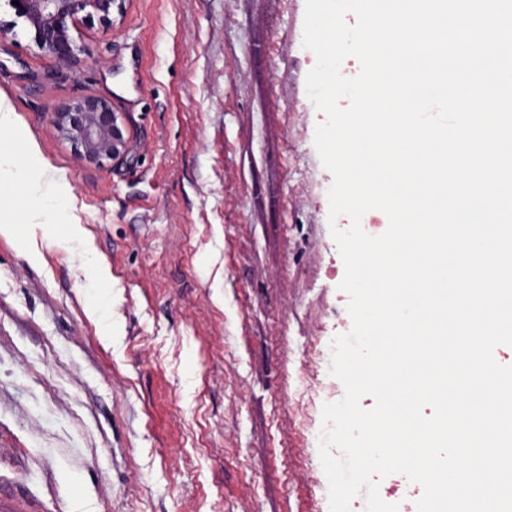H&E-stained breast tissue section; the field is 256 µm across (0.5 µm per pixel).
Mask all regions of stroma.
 Wrapping results in <instances>:
<instances>
[{
  "mask_svg": "<svg viewBox=\"0 0 512 512\" xmlns=\"http://www.w3.org/2000/svg\"><path fill=\"white\" fill-rule=\"evenodd\" d=\"M305 0H123L59 69L16 21L0 99L24 181L0 202V512H329L317 430L347 309ZM95 96L121 157L82 158L54 113ZM49 170L94 255L30 222ZM103 258L109 281L100 280ZM112 316L104 333L94 315Z\"/></svg>",
  "mask_w": 512,
  "mask_h": 512,
  "instance_id": "1",
  "label": "stroma"
}]
</instances>
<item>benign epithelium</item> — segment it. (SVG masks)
Instances as JSON below:
<instances>
[{"label":"benign epithelium","instance_id":"benign-epithelium-1","mask_svg":"<svg viewBox=\"0 0 512 512\" xmlns=\"http://www.w3.org/2000/svg\"><path fill=\"white\" fill-rule=\"evenodd\" d=\"M117 0H18L12 6L34 32V42L56 67L69 69L77 60V48L71 34L86 18L112 17ZM55 127L79 154L91 161L117 159L112 144L115 113L105 101L83 97L55 112Z\"/></svg>","mask_w":512,"mask_h":512}]
</instances>
